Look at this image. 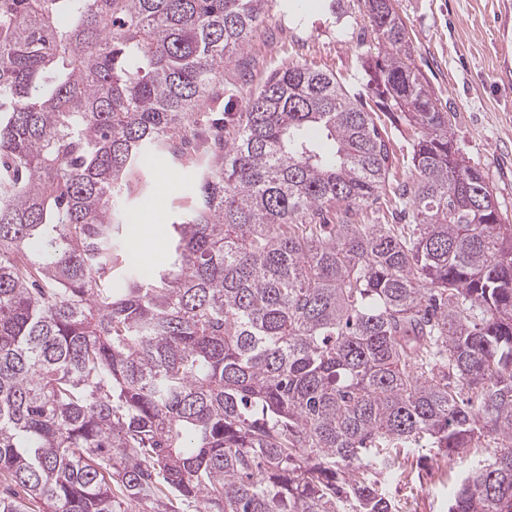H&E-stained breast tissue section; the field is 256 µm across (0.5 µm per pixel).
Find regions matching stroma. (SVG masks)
Instances as JSON below:
<instances>
[{
  "label": "stroma",
  "mask_w": 512,
  "mask_h": 512,
  "mask_svg": "<svg viewBox=\"0 0 512 512\" xmlns=\"http://www.w3.org/2000/svg\"><path fill=\"white\" fill-rule=\"evenodd\" d=\"M273 0L267 21L242 50L224 61L216 88L217 112L245 111L249 97L273 71L301 62L335 74L351 92L368 96L370 73L363 53L376 35L361 0H343L346 14L335 18L324 0ZM412 42L415 65L427 78L438 106L453 117L452 132L462 153L479 163L503 212L512 218V0H393ZM132 192L124 195L123 217L136 216L144 194L158 193L162 233L133 264L151 270L168 261L164 236L181 220L197 195L192 167L137 169ZM441 457L429 450L411 454L412 470L395 484L410 512H443L448 489L459 472L481 456Z\"/></svg>",
  "instance_id": "35a3bbf8"
}]
</instances>
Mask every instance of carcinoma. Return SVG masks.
Listing matches in <instances>:
<instances>
[{"instance_id":"cac0c4a2","label":"carcinoma","mask_w":512,"mask_h":512,"mask_svg":"<svg viewBox=\"0 0 512 512\" xmlns=\"http://www.w3.org/2000/svg\"><path fill=\"white\" fill-rule=\"evenodd\" d=\"M268 2L0 0V512H402L415 448L489 449L448 512H512V224L392 0L375 107L273 72L215 123L169 265L126 268L128 173L179 159ZM386 186L400 223L358 222ZM382 119L385 120L384 127L382 126L383 134L386 138L390 140V144L393 150L397 153V156L400 158V171L399 174L403 170L407 171V156L411 151V138H413V132L408 129L404 124H391L386 118L382 116ZM405 157V167H403L402 158Z\"/></svg>"}]
</instances>
